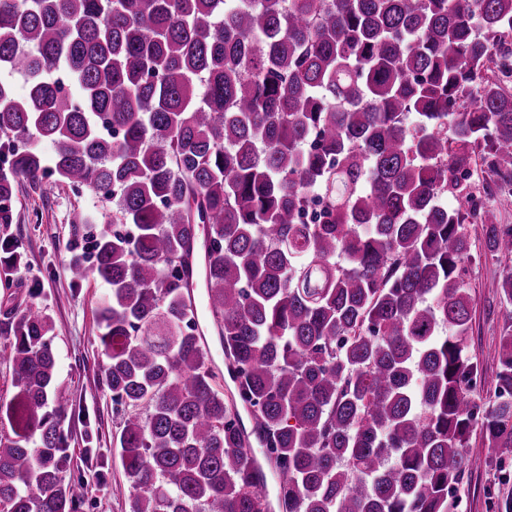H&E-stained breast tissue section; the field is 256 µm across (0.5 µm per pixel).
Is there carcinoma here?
Returning a JSON list of instances; mask_svg holds the SVG:
<instances>
[{
  "label": "carcinoma",
  "mask_w": 512,
  "mask_h": 512,
  "mask_svg": "<svg viewBox=\"0 0 512 512\" xmlns=\"http://www.w3.org/2000/svg\"><path fill=\"white\" fill-rule=\"evenodd\" d=\"M510 38L512 0H0V70L28 85L0 81V224L19 180L52 177L124 226L70 273L111 288L99 385L131 512H268L252 434L280 512H458L474 428L512 447V323L484 407L464 279L466 220L512 254L493 223L512 193ZM478 165L499 191L474 193ZM21 248L0 238L15 265ZM51 331L32 309L0 319L6 512L83 504L61 477L74 402ZM201 325L203 329L204 336L206 338V341L213 353L215 364H216V372L219 374L218 381L221 385H224V391L226 394L229 395L230 390L234 391L233 384L231 381L227 378V375H225V370L227 373V367L224 359V352L222 351L220 344H219V338L217 335V332L215 331L209 316L207 313H204V317L201 320ZM224 374V380L222 379V375ZM226 382V383H224Z\"/></svg>",
  "instance_id": "cac0c4a2"
}]
</instances>
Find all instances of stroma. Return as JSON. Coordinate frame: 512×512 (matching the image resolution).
<instances>
[{"label":"stroma","instance_id":"35a3bbf8","mask_svg":"<svg viewBox=\"0 0 512 512\" xmlns=\"http://www.w3.org/2000/svg\"><path fill=\"white\" fill-rule=\"evenodd\" d=\"M111 213L109 204L87 190L65 184L35 186L18 182L14 189L11 224L0 225V237L11 235L23 242L19 269L4 272L8 254L0 252V308L33 307L52 323L57 363V384L68 391L75 411L64 424L72 463L64 481L81 480L86 488L82 512H130L128 484L120 460L117 435L120 417L112 400L98 385L105 355L98 343V314L110 287L96 277L74 282L70 266L88 246L73 230L76 212ZM465 231L476 254L466 281L474 298L466 343L482 370L472 397L488 402L498 372L499 336L508 322L498 282L512 269V257L492 255L482 245L481 225L469 222ZM39 282L36 298L26 295L31 282ZM470 467L459 512H498L497 504L512 497V448H491L480 431H473Z\"/></svg>","mask_w":512,"mask_h":512}]
</instances>
